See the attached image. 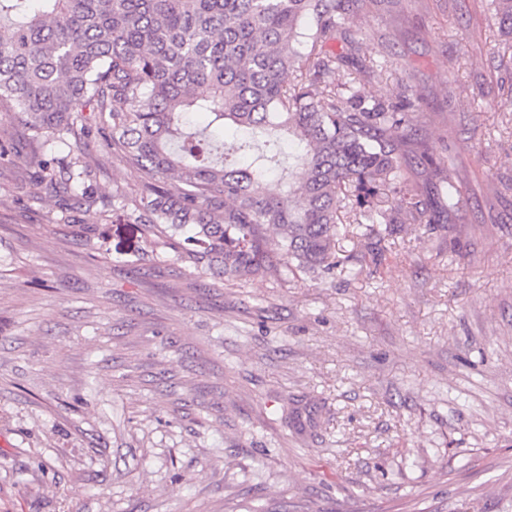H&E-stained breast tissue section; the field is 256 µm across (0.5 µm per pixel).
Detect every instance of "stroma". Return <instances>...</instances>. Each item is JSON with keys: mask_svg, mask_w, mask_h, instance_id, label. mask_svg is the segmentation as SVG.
Instances as JSON below:
<instances>
[{"mask_svg": "<svg viewBox=\"0 0 512 512\" xmlns=\"http://www.w3.org/2000/svg\"><path fill=\"white\" fill-rule=\"evenodd\" d=\"M463 210L359 275L227 283L115 205L38 192L0 118V512H512V45L488 0H362Z\"/></svg>", "mask_w": 512, "mask_h": 512, "instance_id": "stroma-1", "label": "stroma"}]
</instances>
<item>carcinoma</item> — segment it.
Here are the masks:
<instances>
[{
  "instance_id": "obj_1",
  "label": "carcinoma",
  "mask_w": 512,
  "mask_h": 512,
  "mask_svg": "<svg viewBox=\"0 0 512 512\" xmlns=\"http://www.w3.org/2000/svg\"><path fill=\"white\" fill-rule=\"evenodd\" d=\"M359 2L0 0V111L25 130L36 184L63 202H94L69 137L98 132L143 176L129 218L157 246L192 232L197 269L226 282L356 275L360 259L336 249L347 225L381 242L439 223L462 197L458 167L435 164L416 137L409 99L366 88L378 64L347 27ZM492 2L512 36V0ZM350 67L360 78L336 82ZM228 125L246 136L226 144ZM408 146L429 193L407 184ZM389 188L399 200L386 209Z\"/></svg>"
}]
</instances>
